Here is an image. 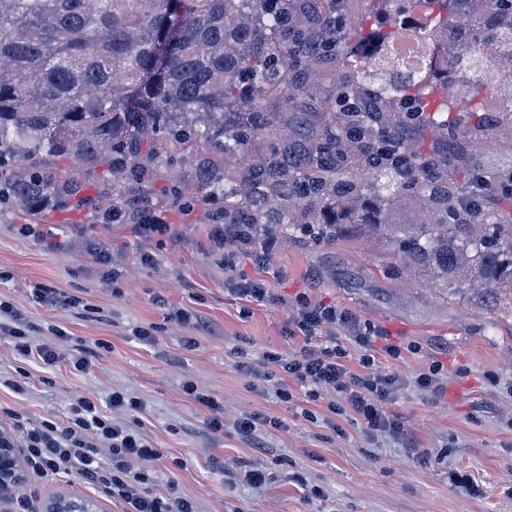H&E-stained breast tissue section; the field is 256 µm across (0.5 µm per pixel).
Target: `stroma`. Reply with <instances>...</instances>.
Listing matches in <instances>:
<instances>
[{
  "label": "stroma",
  "mask_w": 512,
  "mask_h": 512,
  "mask_svg": "<svg viewBox=\"0 0 512 512\" xmlns=\"http://www.w3.org/2000/svg\"><path fill=\"white\" fill-rule=\"evenodd\" d=\"M156 158L144 179L113 175L106 153L88 158L41 154L34 166L73 178L79 203L48 202L0 208V298L10 301L37 345L63 360L47 368L20 358L0 334V376L17 378L23 393L0 388V429L17 422H63L79 395L109 397L125 390L140 397L141 415L112 412L114 421L137 424L161 453L152 468L155 492L193 498L198 512H512V318L463 300H442L424 279L397 277L381 249L353 238L329 244L284 224L263 225L277 249L269 268L256 265L252 246L239 250L235 269L210 226L217 204L185 207L170 192L196 194L203 155ZM171 224L167 236H138L144 211ZM35 228L20 233L21 225ZM153 254V264L141 261ZM110 258L100 264L98 255ZM115 271L118 282L106 280ZM265 280L276 299H239L227 290L232 274ZM40 283L76 295L87 309L37 303L30 287ZM348 309L386 326L402 344L399 361L377 356L376 368L398 369L402 388L385 406L404 436L367 434L327 422L326 399L308 401L292 385L293 398L276 396L279 372L255 390L237 369L241 354L300 351L305 340L288 333L298 294ZM163 296L166 308L154 303ZM183 311L184 322L167 318ZM148 328L150 340L136 337ZM85 349L88 374L72 373L66 355ZM435 362L444 366L445 393L434 397L417 377ZM217 398L224 429L208 426L209 411L188 396L186 383ZM260 413L284 421L262 427L264 451L239 435L236 423ZM261 471V484L245 481ZM320 487L314 495L312 487ZM39 506L65 494L99 501L105 512L123 505L106 489L77 474L49 480L29 475L22 490Z\"/></svg>",
  "instance_id": "35a3bbf8"
}]
</instances>
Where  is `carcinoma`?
<instances>
[{
	"mask_svg": "<svg viewBox=\"0 0 512 512\" xmlns=\"http://www.w3.org/2000/svg\"><path fill=\"white\" fill-rule=\"evenodd\" d=\"M0 0V169L40 153L109 147L112 171L139 178L143 143L217 149L199 194L226 224H293L315 240L358 237L446 298L512 310V195L491 208L485 180L512 174V0ZM468 14L452 65L404 85L381 81L377 44L448 34ZM334 76L319 103L312 79ZM466 95L448 103V74ZM419 112L413 120L409 113ZM303 126L298 147L280 130ZM497 152L477 158L473 143ZM74 181L31 170L0 180V202H72Z\"/></svg>",
	"mask_w": 512,
	"mask_h": 512,
	"instance_id": "cac0c4a2",
	"label": "carcinoma"
}]
</instances>
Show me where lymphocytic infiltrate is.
<instances>
[{
    "instance_id": "lymphocytic-infiltrate-1",
    "label": "lymphocytic infiltrate",
    "mask_w": 512,
    "mask_h": 512,
    "mask_svg": "<svg viewBox=\"0 0 512 512\" xmlns=\"http://www.w3.org/2000/svg\"><path fill=\"white\" fill-rule=\"evenodd\" d=\"M20 317L13 305L0 300V333L9 336L16 353L24 358L38 357L44 365L58 363L60 355L46 346L33 345L19 326ZM296 333L307 340L300 352L265 353L262 358L239 362L240 371L253 382L266 381L270 369H277L306 387L307 396L317 399L320 391L331 390L341 396L340 402H329L336 415L352 412L370 433L403 435L401 424L385 411L402 385L396 373L374 370L376 348L393 359L399 358L397 345L387 343L385 329L352 312L325 305L300 296L292 318ZM345 332L364 349L362 372L350 371L345 365V350L329 337V328ZM141 413V400L121 391L112 392L107 405H100L97 395L79 396L65 423L45 421L19 426L21 446L30 471L52 478L70 472L81 476L93 487H104L114 499L122 501L123 512H198L194 500L151 491L155 478L148 465L160 453L137 430L114 423L105 407ZM107 448V460H100V448Z\"/></svg>"
}]
</instances>
